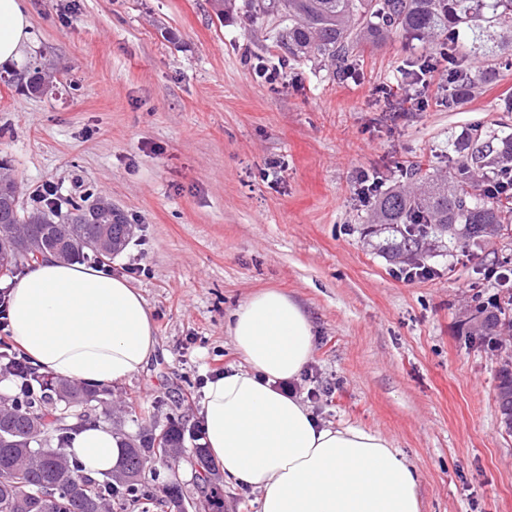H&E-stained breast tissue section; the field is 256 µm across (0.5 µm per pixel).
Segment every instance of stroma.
Here are the masks:
<instances>
[{
  "mask_svg": "<svg viewBox=\"0 0 512 512\" xmlns=\"http://www.w3.org/2000/svg\"><path fill=\"white\" fill-rule=\"evenodd\" d=\"M27 54L53 75L42 95L0 82V161L22 206L53 182L59 204L112 200L136 233L109 262L154 317L157 352L112 384L102 424L135 436L169 418L200 425L213 370L238 364L226 332L248 295L279 288L314 326L297 380L312 410L385 437L419 472L421 512H512V435L495 400L496 355L468 342L473 286L496 291L512 241L431 250L434 274L408 281L369 244L357 176L381 188L408 166L448 172V143L478 126L512 134V67L455 109L430 83L425 109L388 112L412 58L401 36L365 41L349 78L295 61L267 20L235 0H25ZM287 73L272 90L253 65Z\"/></svg>",
  "mask_w": 512,
  "mask_h": 512,
  "instance_id": "1",
  "label": "stroma"
}]
</instances>
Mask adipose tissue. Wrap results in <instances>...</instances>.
I'll return each mask as SVG.
<instances>
[{"label":"adipose tissue","instance_id":"ef3b65f1","mask_svg":"<svg viewBox=\"0 0 512 512\" xmlns=\"http://www.w3.org/2000/svg\"><path fill=\"white\" fill-rule=\"evenodd\" d=\"M30 41L23 0H0V66L21 64ZM8 322L32 364L92 385L129 379L156 351L152 315L128 280L50 256L14 283ZM227 332L241 363L206 383L200 416L225 480L258 492L259 512H420L416 468L385 438L323 422L278 390L313 353L299 303L277 288L251 294ZM70 445L87 475L113 469L121 455L103 424L74 433Z\"/></svg>","mask_w":512,"mask_h":512}]
</instances>
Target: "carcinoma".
Segmentation results:
<instances>
[{
  "label": "carcinoma",
  "mask_w": 512,
  "mask_h": 512,
  "mask_svg": "<svg viewBox=\"0 0 512 512\" xmlns=\"http://www.w3.org/2000/svg\"><path fill=\"white\" fill-rule=\"evenodd\" d=\"M250 17L273 14L277 46L296 59L326 58L342 70L352 65L358 39H380L399 33L407 41L437 38L440 54L409 61L412 73L448 61V107L456 108L473 92L483 72L473 73L476 62L498 49L512 56V0H248ZM10 85L29 94L43 90L44 69L29 62L7 73ZM482 131L472 130L453 144L448 155V175L439 178L419 167L405 174L416 178L414 190L401 187L377 195L367 223L388 233L379 250L390 259L406 258L416 264L427 258L428 241L448 238L449 248L477 247L491 238H512V193L490 194L488 179L509 181L494 174L496 162L512 159V135L498 139L499 147L475 142ZM16 183L0 179V260L12 268L28 262L16 254L9 227L24 224L50 244L64 242L69 261L84 257L87 243L103 229L130 240L127 225L119 224L112 210H84L89 197L69 201L66 212L53 207L24 209L14 206ZM498 291L483 298L473 295V324L466 332L504 357L512 351V268L501 271ZM31 383L24 384L9 402L0 401V512H129L144 501H153L170 512H185L186 496L177 482L156 490L143 475L148 457L164 459L170 450L179 458L188 429L170 421L164 428H143L125 440L120 461L124 477L107 473L100 478L82 476L76 493L70 492V476L77 470L70 461L69 436L59 429L49 437L58 421L55 410L62 404L82 408L91 401L103 402L108 390L91 387L36 368H29ZM496 402L505 432L512 433V368L496 372ZM198 465L196 486L201 490L198 507L215 503L213 485L219 480L206 451L195 448Z\"/></svg>",
  "instance_id": "1"
}]
</instances>
